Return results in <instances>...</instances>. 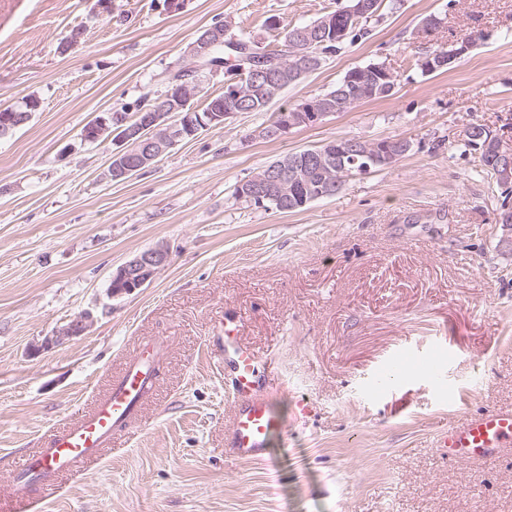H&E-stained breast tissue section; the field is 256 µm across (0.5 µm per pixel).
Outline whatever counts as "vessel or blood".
I'll return each instance as SVG.
<instances>
[{
	"mask_svg": "<svg viewBox=\"0 0 512 512\" xmlns=\"http://www.w3.org/2000/svg\"><path fill=\"white\" fill-rule=\"evenodd\" d=\"M241 320L225 315L223 335L214 337L223 354L224 375L231 385L234 411L224 433V450L243 461L263 459L268 439L282 423L267 400L275 378L240 335ZM165 356L162 344L153 342L131 357L98 395L93 408L60 428L47 445L13 463V497L23 500L36 489L52 491L60 481L86 463L100 459L105 448L128 431L140 405L152 396ZM437 446L450 459L489 461L512 452V408L466 415L442 429Z\"/></svg>",
	"mask_w": 512,
	"mask_h": 512,
	"instance_id": "1",
	"label": "vessel or blood"
}]
</instances>
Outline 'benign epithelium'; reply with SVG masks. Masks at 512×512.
<instances>
[{
	"label": "benign epithelium",
	"mask_w": 512,
	"mask_h": 512,
	"mask_svg": "<svg viewBox=\"0 0 512 512\" xmlns=\"http://www.w3.org/2000/svg\"><path fill=\"white\" fill-rule=\"evenodd\" d=\"M310 43V36L300 34L293 41L287 43L285 53L279 59L276 70H268L257 64H252L254 76L267 78L284 71H289L291 81H297L306 75L313 65L311 56L303 51V45ZM452 50L448 54L437 52L423 58L422 65L426 70L434 71L447 63L454 62L469 50L468 40L459 38L450 43ZM212 42L203 38L187 47V56L191 59L190 66L183 70V75L177 78V83L170 86L169 91L156 99L155 108L142 116L138 122L130 127L112 124V113L105 112L85 128L81 134L83 141L95 143L106 136L112 139L117 149L112 153L110 170L115 178H128L140 168L151 164L169 148L186 138H192L199 133L224 125V122L235 114V108L244 95V89L235 84V80L227 81L230 85L225 109L211 107L204 112L186 111L188 104L196 98L201 91L202 79L200 73L207 68ZM38 106L29 102L27 110L8 112L0 116V123L7 127H17L25 123L30 113ZM329 113L320 111L314 102H305L289 113L287 123L272 129L260 130L259 135L266 137L279 136L281 133L302 126H311L320 122ZM354 151L367 160L364 167L383 163L388 167L399 160L398 153L410 150L413 143L402 141L397 144L396 151L377 153L379 140L356 138ZM490 148L499 156V181L504 185L512 183V150L503 148L501 139L496 137L488 142ZM312 165L291 163L288 166L272 172L267 169L260 170L250 178V188L242 191L239 198H269L277 196L288 201V188L296 184H306L311 179ZM169 260V252L163 247L152 248L141 252L121 265L112 275L110 290L112 295L118 296L132 293L149 284L161 268ZM94 322V316L84 311L70 320L61 328L53 330L42 340L41 347L49 349L66 341L79 338L88 331Z\"/></svg>",
	"instance_id": "1"
}]
</instances>
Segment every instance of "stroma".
<instances>
[{
    "label": "stroma",
    "mask_w": 512,
    "mask_h": 512,
    "mask_svg": "<svg viewBox=\"0 0 512 512\" xmlns=\"http://www.w3.org/2000/svg\"><path fill=\"white\" fill-rule=\"evenodd\" d=\"M346 3L112 0L99 15L96 0H0V110L40 101L0 137V512H17L13 457L43 447L155 340L166 346L155 401L40 512H512V455L461 463L435 446L463 414L512 407V254L496 222L512 198L460 150L474 123L512 150V0H383L366 36L274 107L378 61L395 94L274 140L255 135L270 113L239 112L117 182L111 140L80 138L102 113L164 93L213 22L268 44ZM433 13L446 19L428 33ZM470 26L482 37L469 53L421 75L417 60ZM75 27L82 41L60 53ZM394 136L412 152L304 210L233 195L292 152ZM160 245L170 259L152 282L111 296L113 272ZM85 310L96 320L84 336L40 350ZM228 312L279 379L269 401L285 429L258 462L224 455L233 403L209 339ZM437 354L444 381L382 377L395 357Z\"/></svg>",
    "instance_id": "stroma-1"
}]
</instances>
